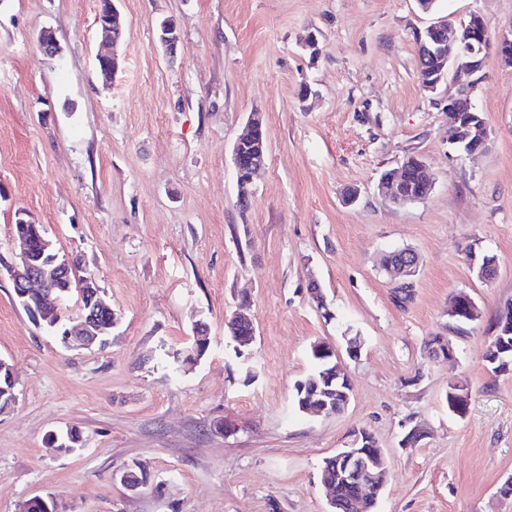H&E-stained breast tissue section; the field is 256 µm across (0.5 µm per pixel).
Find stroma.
Instances as JSON below:
<instances>
[{"instance_id":"obj_1","label":"stroma","mask_w":512,"mask_h":512,"mask_svg":"<svg viewBox=\"0 0 512 512\" xmlns=\"http://www.w3.org/2000/svg\"><path fill=\"white\" fill-rule=\"evenodd\" d=\"M116 4L123 63L108 84L96 0H0V256L18 218L44 225L118 315L104 347L72 351L0 280V359L18 395L0 414V512L49 494L63 512H326L324 460L361 430L390 467L376 512H512L498 494L512 478V370L485 360L512 304V67L488 50L474 102L491 138L469 156L448 142L447 88L420 85L415 41L474 12L510 33L512 0H440L431 14L415 0ZM165 19L180 37L171 57ZM45 30L56 55L40 49ZM255 111L268 157L243 208L231 150ZM410 155L435 185L396 206L375 187ZM400 248L420 256L406 299L380 266ZM472 248L495 255L494 279L471 272ZM458 293L478 320L449 316ZM241 307L256 339L239 358L224 320ZM199 322L210 347L193 359ZM433 336L455 360L426 355ZM320 339L352 396L310 416L294 385ZM452 382L470 394L460 416ZM70 427L80 448L51 452L49 434ZM135 461L148 483L132 496L116 474Z\"/></svg>"}]
</instances>
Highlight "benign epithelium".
<instances>
[{"label":"benign epithelium","instance_id":"7a95c632","mask_svg":"<svg viewBox=\"0 0 512 512\" xmlns=\"http://www.w3.org/2000/svg\"><path fill=\"white\" fill-rule=\"evenodd\" d=\"M98 32L103 45L117 44L123 34V25L115 0H104L102 17L97 20ZM164 34L159 43L169 55L176 53L179 35L176 26L168 21L162 25ZM427 34L429 39L419 43V70L438 74V81L447 79L449 71L456 68L472 77V80L458 87L473 94L482 78L486 52L496 45V52L504 65L512 66V34H502L492 39L484 17L476 12L458 27L444 22L432 24ZM97 67L106 76L117 74L120 63L117 54L105 50L96 56ZM469 116L465 120L467 137L473 139V151H482L490 141V132L475 104H469ZM18 229L14 238L20 243V251L11 259L0 258V278L9 279L13 289L14 303L29 314L31 322L39 329L42 321L57 314L52 306L62 301L61 293L69 291L73 260H59L51 241L42 235L36 226L24 218L17 220ZM38 242L33 247L32 242ZM418 255L407 253V258L389 267V276L409 277L416 272ZM79 311L68 318L62 341L70 350L92 348L99 342L105 329L115 325V313L103 299L94 276L83 277L78 285ZM468 309L471 319L478 318V310L471 298L460 293L456 295L450 314L455 315ZM336 469L343 471L362 486L383 488L388 475V461L382 451L372 450L368 433L355 434L352 446L341 448L336 454Z\"/></svg>","mask_w":512,"mask_h":512}]
</instances>
